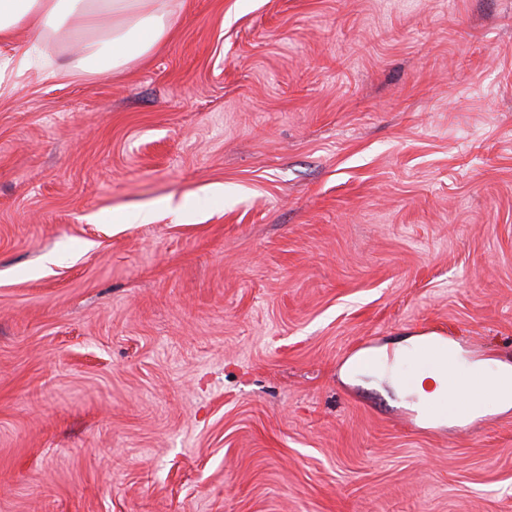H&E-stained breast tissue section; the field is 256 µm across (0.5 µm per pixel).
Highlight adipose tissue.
I'll use <instances>...</instances> for the list:
<instances>
[{"instance_id":"ef3b65f1","label":"adipose tissue","mask_w":512,"mask_h":512,"mask_svg":"<svg viewBox=\"0 0 512 512\" xmlns=\"http://www.w3.org/2000/svg\"><path fill=\"white\" fill-rule=\"evenodd\" d=\"M171 0H0V83L32 66L33 49L46 34L81 42L66 74L121 72L150 56L174 24ZM26 31V44L15 35ZM451 370L436 360L410 384L423 409L439 405L449 417L476 414L485 403L512 407V372H487V385L450 388Z\"/></svg>"}]
</instances>
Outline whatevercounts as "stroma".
<instances>
[{"label":"stroma","mask_w":512,"mask_h":512,"mask_svg":"<svg viewBox=\"0 0 512 512\" xmlns=\"http://www.w3.org/2000/svg\"><path fill=\"white\" fill-rule=\"evenodd\" d=\"M176 14L0 96V512H512V0ZM450 373L451 369L440 357L431 362L430 367L421 370L410 383V391H418L419 404L426 412L431 411L432 404H438L440 415L447 410L448 417L463 419L476 414L487 401L501 408L512 407V372L507 369L486 371L487 385L461 386L454 392L448 389Z\"/></svg>","instance_id":"stroma-1"}]
</instances>
